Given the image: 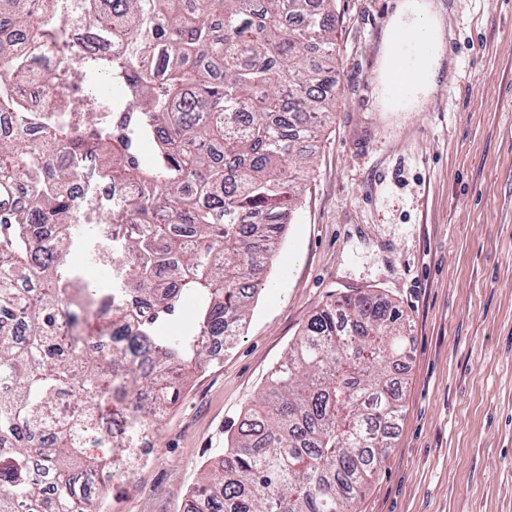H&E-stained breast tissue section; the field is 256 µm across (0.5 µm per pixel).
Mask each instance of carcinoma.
<instances>
[{"instance_id":"carcinoma-1","label":"carcinoma","mask_w":512,"mask_h":512,"mask_svg":"<svg viewBox=\"0 0 512 512\" xmlns=\"http://www.w3.org/2000/svg\"><path fill=\"white\" fill-rule=\"evenodd\" d=\"M334 2L0 0L16 125L0 138V512H104L110 464L220 359L210 339L240 336L336 100ZM90 153L122 195L110 225L77 218ZM78 248L110 287L71 266ZM189 300V325L161 335ZM409 343L373 293L318 309L188 512H353L391 448Z\"/></svg>"}]
</instances>
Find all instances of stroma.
<instances>
[{"label": "stroma", "mask_w": 512, "mask_h": 512, "mask_svg": "<svg viewBox=\"0 0 512 512\" xmlns=\"http://www.w3.org/2000/svg\"><path fill=\"white\" fill-rule=\"evenodd\" d=\"M441 26L416 37L415 2ZM338 94L245 333L193 375L107 512H184L318 307L410 320L392 447L356 512H512V0H336ZM439 61L406 100L385 54Z\"/></svg>", "instance_id": "35a3bbf8"}]
</instances>
